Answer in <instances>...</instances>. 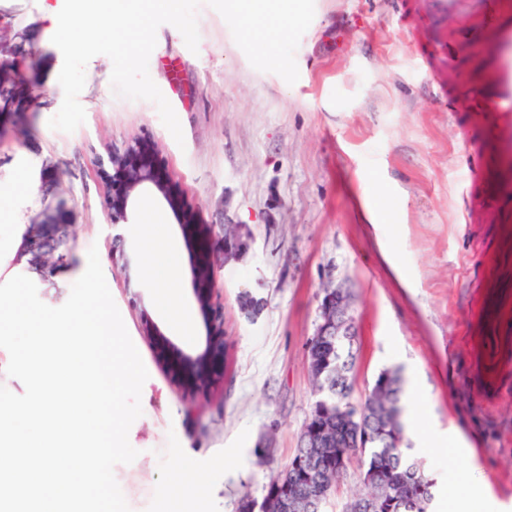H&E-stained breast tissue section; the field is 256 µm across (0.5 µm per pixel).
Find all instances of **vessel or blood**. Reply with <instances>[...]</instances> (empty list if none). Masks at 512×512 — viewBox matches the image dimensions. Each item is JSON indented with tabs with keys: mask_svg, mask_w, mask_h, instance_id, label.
Returning <instances> with one entry per match:
<instances>
[{
	"mask_svg": "<svg viewBox=\"0 0 512 512\" xmlns=\"http://www.w3.org/2000/svg\"><path fill=\"white\" fill-rule=\"evenodd\" d=\"M492 30L486 49L489 76L481 91L484 109L512 116V0H497Z\"/></svg>",
	"mask_w": 512,
	"mask_h": 512,
	"instance_id": "vessel-or-blood-1",
	"label": "vessel or blood"
}]
</instances>
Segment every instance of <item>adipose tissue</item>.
I'll return each mask as SVG.
<instances>
[{
    "instance_id": "ef3b65f1",
    "label": "adipose tissue",
    "mask_w": 512,
    "mask_h": 512,
    "mask_svg": "<svg viewBox=\"0 0 512 512\" xmlns=\"http://www.w3.org/2000/svg\"><path fill=\"white\" fill-rule=\"evenodd\" d=\"M297 4L298 0H224V13L238 19L258 39L261 53L266 56L287 30ZM139 219L142 274L154 287L153 303L183 331H190L191 325L174 292L179 270L169 247L164 218L146 204Z\"/></svg>"
}]
</instances>
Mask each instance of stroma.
I'll return each instance as SVG.
<instances>
[{
	"mask_svg": "<svg viewBox=\"0 0 512 512\" xmlns=\"http://www.w3.org/2000/svg\"><path fill=\"white\" fill-rule=\"evenodd\" d=\"M63 2L0 0V46L12 49L26 30L13 65L43 85L39 112L6 116L0 139V284L28 272L16 259L27 224L64 203L72 263L38 295L65 303L97 247L149 374L129 430L139 455L114 468L130 512H240L262 500L316 400L308 348L329 285L352 297L353 402L381 371L402 375L410 455L437 481L432 512L449 491H483V512H512V168L490 134L498 115L481 109L478 49L491 28L437 13L436 0H304L268 63L225 17L224 0H202L197 51L164 24L148 62L181 123L179 144L154 103L114 94L104 55L86 67L85 123L49 128L63 57L45 10ZM450 79L460 84L452 101L442 95ZM135 140L181 189L180 205L155 203L188 336L155 308L141 275L137 210L130 223H109L98 160ZM188 209L197 223L231 227L246 251L186 238ZM115 232L129 267L111 260ZM199 263L224 311V365L201 397L174 383L143 333L149 322L184 353L203 351ZM245 293L260 299L259 313L244 310ZM184 470L202 488L175 503L171 478Z\"/></svg>",
	"mask_w": 512,
	"mask_h": 512,
	"instance_id": "obj_1",
	"label": "stroma"
}]
</instances>
